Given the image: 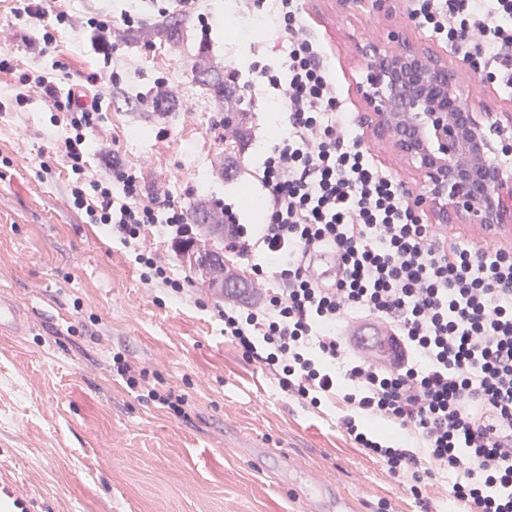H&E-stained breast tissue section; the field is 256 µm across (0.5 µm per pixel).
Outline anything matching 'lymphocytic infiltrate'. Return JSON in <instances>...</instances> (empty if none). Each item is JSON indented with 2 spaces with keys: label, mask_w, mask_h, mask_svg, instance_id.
<instances>
[{
  "label": "lymphocytic infiltrate",
  "mask_w": 512,
  "mask_h": 512,
  "mask_svg": "<svg viewBox=\"0 0 512 512\" xmlns=\"http://www.w3.org/2000/svg\"><path fill=\"white\" fill-rule=\"evenodd\" d=\"M411 15L476 74L512 85V0H412ZM275 26L263 59L231 73L236 92L212 121L223 130L225 113L259 87L286 114L288 134L257 172L259 239L230 205L213 206L241 255L279 259L280 285L259 305L217 306L222 333L288 397L343 403L348 438L393 478H419L426 460L452 476L449 495L466 512H512V250L481 251L421 223L401 183L362 148L325 46L303 31L300 0H275ZM98 80L63 88L23 71L9 96L62 113L66 136H45L68 168L72 207L136 245L145 284L182 296L146 240L164 226L172 250L187 254L197 242L187 210L139 171L86 166L102 121ZM372 421L417 447L379 438Z\"/></svg>",
  "instance_id": "obj_1"
}]
</instances>
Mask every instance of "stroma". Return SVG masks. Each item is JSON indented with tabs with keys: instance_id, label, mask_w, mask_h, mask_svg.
I'll return each instance as SVG.
<instances>
[{
	"instance_id": "35a3bbf8",
	"label": "stroma",
	"mask_w": 512,
	"mask_h": 512,
	"mask_svg": "<svg viewBox=\"0 0 512 512\" xmlns=\"http://www.w3.org/2000/svg\"><path fill=\"white\" fill-rule=\"evenodd\" d=\"M16 0H0V52L17 68L78 83L102 61L76 29L56 24L55 0L44 21L16 19ZM74 17L127 12L154 29L150 43L116 30L112 66L120 90L99 84L103 123L89 163L106 174L112 162L141 170L146 184L166 183L186 208L223 200L251 223L256 171L276 135L278 116L257 94L246 103L250 138L240 162L225 171L231 142L219 140L211 116L223 102L199 84L192 68L199 45L196 18L174 0H67ZM167 15H159V8ZM306 33L330 48L338 93L359 124L365 149L403 183L418 179L370 137V116L357 87L364 77L360 46L386 41L391 30L427 43L456 64L446 43L411 25L409 5L392 0H303ZM212 23L204 68L240 70L258 60L275 37L270 24L241 13L232 0L219 16L216 0H198ZM178 21L177 32L167 22ZM51 28L55 42L43 50ZM174 95L173 111L159 91ZM52 113L36 98L0 109V297L12 299L30 321L20 337L0 335V481L13 480L30 512H299L304 495L324 483L356 496L362 512L390 500L395 512L440 506L442 486L424 479L420 495L355 447L342 429L341 405L312 409L288 399L271 375L246 360L222 333L214 305L218 289L168 247L161 232L153 250L174 277L191 282L177 298L145 284L133 246L89 223L69 201L68 172L40 162L52 149L44 132ZM167 138H157L158 130ZM122 354L145 367L162 387L185 395L189 419L174 417L112 370ZM261 449L258 470L249 454Z\"/></svg>"
}]
</instances>
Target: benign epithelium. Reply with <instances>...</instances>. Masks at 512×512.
<instances>
[{"label": "benign epithelium", "instance_id": "7a95c632", "mask_svg": "<svg viewBox=\"0 0 512 512\" xmlns=\"http://www.w3.org/2000/svg\"><path fill=\"white\" fill-rule=\"evenodd\" d=\"M366 76L358 92L371 137L417 175L416 204L434 224H512V112H485L469 99L465 75L434 49L393 31L360 49Z\"/></svg>", "mask_w": 512, "mask_h": 512}]
</instances>
